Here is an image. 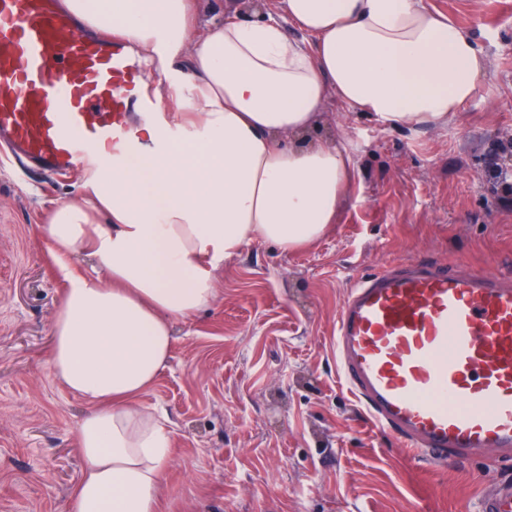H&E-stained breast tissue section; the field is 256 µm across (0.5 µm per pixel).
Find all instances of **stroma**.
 Masks as SVG:
<instances>
[{
    "instance_id": "35a3bbf8",
    "label": "stroma",
    "mask_w": 512,
    "mask_h": 512,
    "mask_svg": "<svg viewBox=\"0 0 512 512\" xmlns=\"http://www.w3.org/2000/svg\"><path fill=\"white\" fill-rule=\"evenodd\" d=\"M487 61L473 99L434 129L385 128L338 101L315 137L349 140L356 172L314 245L258 242L225 260L215 300L173 324L171 356L141 405L166 418L162 512H480L512 480L495 454L431 464L377 430L342 386L333 339L350 285L426 257L512 270V0H428ZM83 176L11 168L0 155V512H64L81 475L86 410L52 375L67 281L44 234Z\"/></svg>"
}]
</instances>
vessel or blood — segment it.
Returning <instances> with one entry per match:
<instances>
[{
  "label": "vessel or blood",
  "mask_w": 512,
  "mask_h": 512,
  "mask_svg": "<svg viewBox=\"0 0 512 512\" xmlns=\"http://www.w3.org/2000/svg\"><path fill=\"white\" fill-rule=\"evenodd\" d=\"M143 58L82 32L59 0H0V143L49 174H83L144 140ZM343 386L429 461L512 452V279L406 260L355 282L337 316ZM512 512V483L481 498Z\"/></svg>",
  "instance_id": "vessel-or-blood-1"
}]
</instances>
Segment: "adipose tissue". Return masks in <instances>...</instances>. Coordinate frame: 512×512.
Returning a JSON list of instances; mask_svg holds the SVG:
<instances>
[{
  "instance_id": "ef3b65f1",
  "label": "adipose tissue",
  "mask_w": 512,
  "mask_h": 512,
  "mask_svg": "<svg viewBox=\"0 0 512 512\" xmlns=\"http://www.w3.org/2000/svg\"><path fill=\"white\" fill-rule=\"evenodd\" d=\"M64 6L155 60V97L178 106L142 116L148 151L97 165L45 226L59 260L95 261L70 279L48 359L92 408L74 429L84 467L67 512H160L171 434L135 400L170 359L173 322L214 301L226 259L256 241L296 250L335 223L356 163L344 142L310 139L325 102L386 128L444 126L488 63L426 0H267L258 19L232 15L199 37L200 0Z\"/></svg>"
}]
</instances>
